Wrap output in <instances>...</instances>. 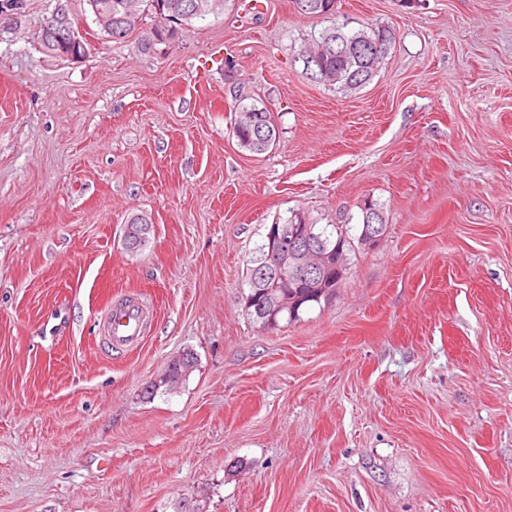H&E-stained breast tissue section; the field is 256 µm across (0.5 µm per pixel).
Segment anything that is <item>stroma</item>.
I'll return each mask as SVG.
<instances>
[{
	"mask_svg": "<svg viewBox=\"0 0 512 512\" xmlns=\"http://www.w3.org/2000/svg\"><path fill=\"white\" fill-rule=\"evenodd\" d=\"M57 5L0 18V512H512V0H336L395 34L352 93L304 75L325 23L292 0L147 54L152 19L115 42L68 0L78 61L42 44ZM242 99L275 117L264 154ZM367 200L384 235L335 298L255 324L267 225ZM129 295L144 337L106 351ZM266 122V133L262 137L254 138L253 134V125L248 121H240L237 122L235 119L234 126H232V135L235 137L236 141L239 143L238 145H241V143L248 141L249 139H253V142H255L260 148H267L270 146L273 142V139H276V130L273 129V132L275 133L273 135V139L270 138L271 130L268 126V120L265 119ZM260 148H257L256 154L264 153V151H261ZM194 365L193 355L190 353L184 354L181 360L177 359L168 366L167 377L165 380H160L161 384L166 386V390H170L192 371Z\"/></svg>",
	"mask_w": 512,
	"mask_h": 512,
	"instance_id": "obj_1",
	"label": "stroma"
}]
</instances>
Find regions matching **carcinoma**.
Listing matches in <instances>:
<instances>
[{
  "mask_svg": "<svg viewBox=\"0 0 512 512\" xmlns=\"http://www.w3.org/2000/svg\"><path fill=\"white\" fill-rule=\"evenodd\" d=\"M103 10L111 16V30L107 36L114 41H121L133 33L143 19L156 15L154 0H98ZM336 0H292L295 10L307 17L331 20V25L324 28L314 39L312 46L299 53L305 74L311 79L330 86H338L346 91H355L365 85L364 79L374 77L394 42V33L382 26L364 27L357 30L349 28V22L336 20V11L332 10ZM224 5V0H165L164 11L184 17L183 25L190 26L195 19H201L217 12ZM175 33L156 26L140 43L143 52L153 51L154 46L171 39ZM352 227L348 224L323 226V234L331 244L342 242V252L336 254V269L328 272L326 286H336V277L347 272L348 256L352 251L351 240L361 236L351 235ZM149 232L148 223L142 218H135L128 225L127 240L129 246L136 249L146 242ZM288 294L297 298V314L293 320L300 319V313L313 305H321L316 299L317 292L310 288H290ZM195 365L190 353L173 361L167 369V377L161 380L166 389H171L185 378Z\"/></svg>",
  "mask_w": 512,
  "mask_h": 512,
  "instance_id": "obj_1",
  "label": "carcinoma"
}]
</instances>
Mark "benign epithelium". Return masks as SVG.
<instances>
[{
    "label": "benign epithelium",
    "mask_w": 512,
    "mask_h": 512,
    "mask_svg": "<svg viewBox=\"0 0 512 512\" xmlns=\"http://www.w3.org/2000/svg\"><path fill=\"white\" fill-rule=\"evenodd\" d=\"M88 52V43L78 36H65L60 40L55 54L71 60L83 58ZM268 248L262 264L254 269V297L248 306L255 319L266 328L278 326V320L288 311H296L295 302L288 298L284 288L288 280L318 283L327 265L328 258L338 248L327 249L326 244L314 233V225L301 219L295 224H269L266 227Z\"/></svg>",
    "instance_id": "benign-epithelium-1"
}]
</instances>
